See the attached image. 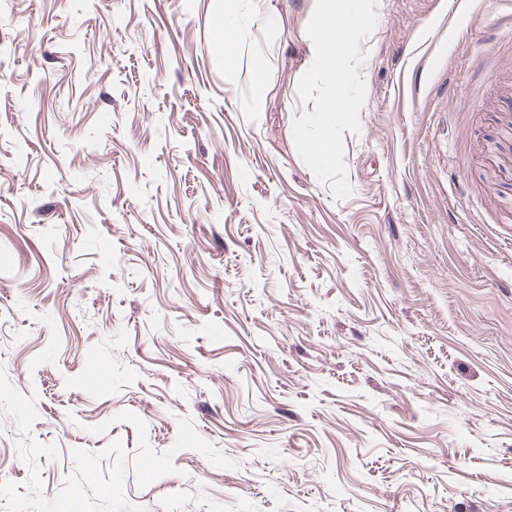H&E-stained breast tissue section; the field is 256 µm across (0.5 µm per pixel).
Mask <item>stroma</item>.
Instances as JSON below:
<instances>
[{
  "label": "stroma",
  "mask_w": 512,
  "mask_h": 512,
  "mask_svg": "<svg viewBox=\"0 0 512 512\" xmlns=\"http://www.w3.org/2000/svg\"><path fill=\"white\" fill-rule=\"evenodd\" d=\"M314 6L0 0V512H512V0H376L342 200Z\"/></svg>",
  "instance_id": "35a3bbf8"
}]
</instances>
